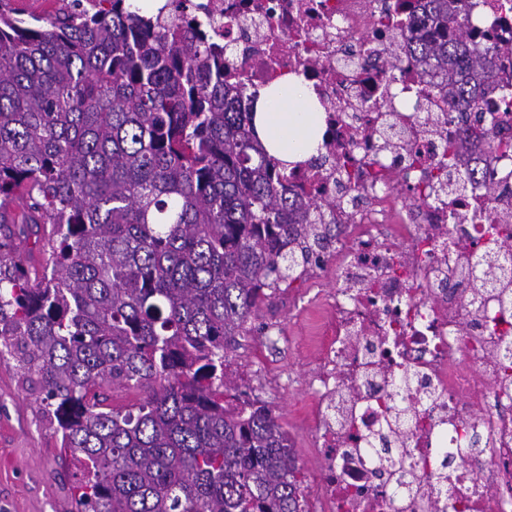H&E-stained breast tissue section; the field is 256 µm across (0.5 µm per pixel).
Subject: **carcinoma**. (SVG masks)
Instances as JSON below:
<instances>
[{
  "mask_svg": "<svg viewBox=\"0 0 512 512\" xmlns=\"http://www.w3.org/2000/svg\"><path fill=\"white\" fill-rule=\"evenodd\" d=\"M409 60L481 110L496 43L473 53L458 0H417ZM170 0H70L46 29L0 0V363L39 387L60 451L81 459L74 512H299L279 416L227 352L279 283L333 238L317 202L224 81V45ZM433 31L430 37L421 33ZM467 129L448 169L475 179ZM50 226L42 274L11 256ZM139 393L121 408L113 387Z\"/></svg>",
  "mask_w": 512,
  "mask_h": 512,
  "instance_id": "carcinoma-1",
  "label": "carcinoma"
}]
</instances>
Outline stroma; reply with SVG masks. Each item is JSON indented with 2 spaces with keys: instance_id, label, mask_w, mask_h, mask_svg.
Instances as JSON below:
<instances>
[{
  "instance_id": "35a3bbf8",
  "label": "stroma",
  "mask_w": 512,
  "mask_h": 512,
  "mask_svg": "<svg viewBox=\"0 0 512 512\" xmlns=\"http://www.w3.org/2000/svg\"><path fill=\"white\" fill-rule=\"evenodd\" d=\"M333 266L308 272L280 286L249 323L230 369L273 408L294 442L303 485L315 492L321 462L309 448L312 423L301 412L311 398L309 379L317 359L313 334L315 306L306 299L313 279L331 282ZM36 390L0 363V512H72L80 463L61 454L60 440L42 412Z\"/></svg>"
}]
</instances>
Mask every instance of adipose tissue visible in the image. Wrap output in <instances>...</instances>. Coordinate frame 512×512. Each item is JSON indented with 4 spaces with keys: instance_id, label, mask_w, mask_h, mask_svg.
<instances>
[{
    "instance_id": "obj_1",
    "label": "adipose tissue",
    "mask_w": 512,
    "mask_h": 512,
    "mask_svg": "<svg viewBox=\"0 0 512 512\" xmlns=\"http://www.w3.org/2000/svg\"><path fill=\"white\" fill-rule=\"evenodd\" d=\"M255 124L267 151L288 164L316 155L325 129L312 90L294 76L261 91Z\"/></svg>"
}]
</instances>
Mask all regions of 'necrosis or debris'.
Returning a JSON list of instances; mask_svg holds the SVG:
<instances>
[{
  "label": "necrosis or debris",
  "instance_id": "1",
  "mask_svg": "<svg viewBox=\"0 0 512 512\" xmlns=\"http://www.w3.org/2000/svg\"><path fill=\"white\" fill-rule=\"evenodd\" d=\"M220 11L224 75L252 96L288 75L310 84L324 113L319 160L288 176L293 192L335 201L326 257L336 276L324 297L314 448L323 476L318 512H512V300H475L467 325L447 286L481 269L483 215L512 223V113L504 149L490 153L457 194L437 178L448 160V99L420 67L390 70L413 0H193ZM474 47L489 31L511 53L495 83L512 86V0H461ZM421 199L399 206L402 193ZM410 370L401 391L390 376ZM416 399L406 428L393 416ZM405 438L415 491L394 498L367 453L375 437Z\"/></svg>",
  "mask_w": 512,
  "mask_h": 512
}]
</instances>
